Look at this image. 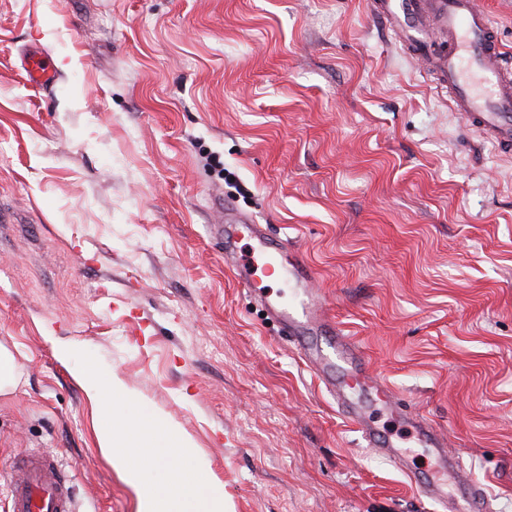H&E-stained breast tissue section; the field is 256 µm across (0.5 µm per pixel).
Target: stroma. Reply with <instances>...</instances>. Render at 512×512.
Listing matches in <instances>:
<instances>
[{
    "mask_svg": "<svg viewBox=\"0 0 512 512\" xmlns=\"http://www.w3.org/2000/svg\"><path fill=\"white\" fill-rule=\"evenodd\" d=\"M228 198L512 512V156L369 0H0V470L50 453L80 512H136L61 339L190 440L232 512H435L411 482L432 449L379 405L406 462L367 448L226 268ZM23 66L28 75V85L32 88L44 89L51 86L57 79L56 71L46 55L39 53L30 55ZM18 383L15 357L6 346L0 344V395L14 391Z\"/></svg>",
    "mask_w": 512,
    "mask_h": 512,
    "instance_id": "35a3bbf8",
    "label": "stroma"
}]
</instances>
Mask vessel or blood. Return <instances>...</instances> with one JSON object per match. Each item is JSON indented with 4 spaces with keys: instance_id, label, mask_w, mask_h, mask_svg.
<instances>
[{
    "instance_id": "b4317fda",
    "label": "vessel or blood",
    "mask_w": 512,
    "mask_h": 512,
    "mask_svg": "<svg viewBox=\"0 0 512 512\" xmlns=\"http://www.w3.org/2000/svg\"><path fill=\"white\" fill-rule=\"evenodd\" d=\"M371 6L396 40L451 93L455 117L482 141L511 156L512 54L503 50L490 11L479 0H371ZM23 66L30 87L43 89L57 79L47 56L30 55ZM219 233L224 239V257L238 283L299 347L313 375L333 392L340 413L367 445L394 460L402 456L396 443L381 435L368 416L367 401L375 397L394 406L413 435L433 448L443 472L453 475L465 512H491L490 497L461 469L442 432L397 402L359 344L329 316L312 289L314 272L302 257L282 263L279 242L229 204L224 207ZM244 236L252 242V254L245 258L237 253ZM261 270L293 281L294 300L282 301L262 289L257 276ZM357 390L362 393L358 399L353 396ZM5 484L9 512H76L70 479L50 455H27Z\"/></svg>"
}]
</instances>
